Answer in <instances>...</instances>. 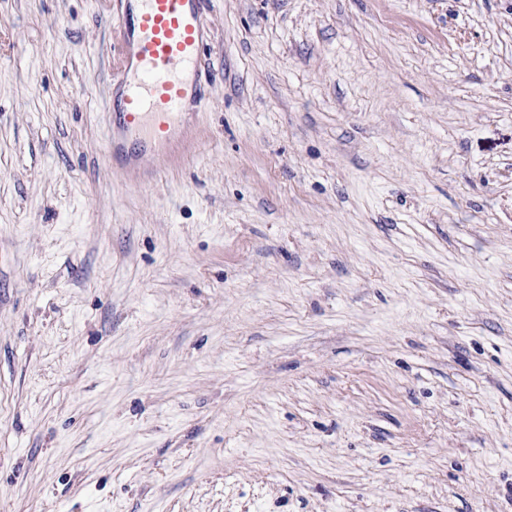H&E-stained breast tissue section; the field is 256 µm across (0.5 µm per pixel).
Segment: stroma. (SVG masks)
I'll list each match as a JSON object with an SVG mask.
<instances>
[{"mask_svg": "<svg viewBox=\"0 0 512 512\" xmlns=\"http://www.w3.org/2000/svg\"><path fill=\"white\" fill-rule=\"evenodd\" d=\"M119 8L0 0V512H512V0H206L139 165Z\"/></svg>", "mask_w": 512, "mask_h": 512, "instance_id": "35a3bbf8", "label": "stroma"}]
</instances>
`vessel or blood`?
Returning <instances> with one entry per match:
<instances>
[{"label": "vessel or blood", "mask_w": 512, "mask_h": 512, "mask_svg": "<svg viewBox=\"0 0 512 512\" xmlns=\"http://www.w3.org/2000/svg\"><path fill=\"white\" fill-rule=\"evenodd\" d=\"M202 0H128L115 19L120 61L112 85L120 96L113 103L120 130L147 132L158 148L180 137L178 117L201 112L195 77L201 68L208 31Z\"/></svg>", "instance_id": "obj_1"}]
</instances>
